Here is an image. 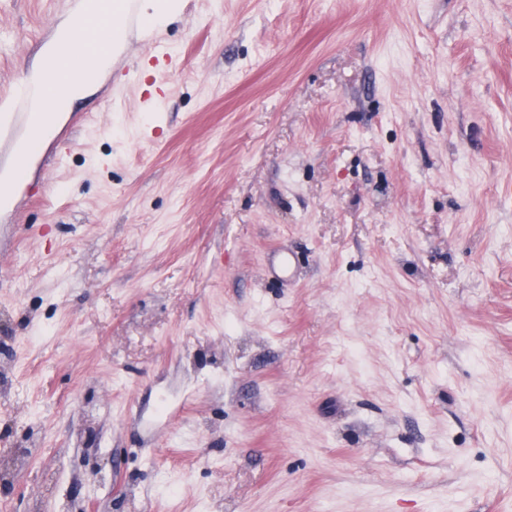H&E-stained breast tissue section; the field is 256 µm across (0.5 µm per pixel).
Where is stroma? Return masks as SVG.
Listing matches in <instances>:
<instances>
[{
    "label": "stroma",
    "instance_id": "35a3bbf8",
    "mask_svg": "<svg viewBox=\"0 0 512 512\" xmlns=\"http://www.w3.org/2000/svg\"><path fill=\"white\" fill-rule=\"evenodd\" d=\"M82 116L0 212V512H512V0H185Z\"/></svg>",
    "mask_w": 512,
    "mask_h": 512
}]
</instances>
